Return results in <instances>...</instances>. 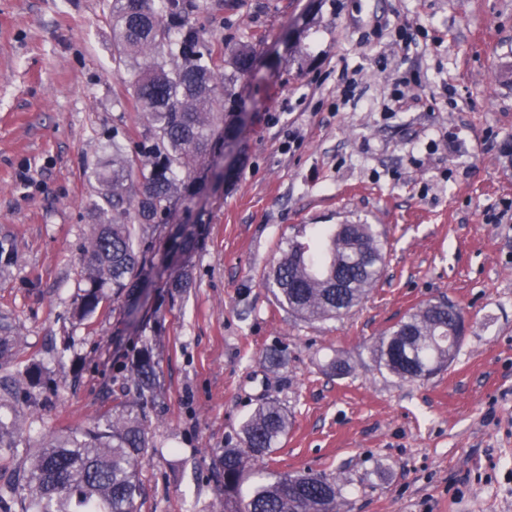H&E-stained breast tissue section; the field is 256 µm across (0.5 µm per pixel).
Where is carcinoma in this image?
Wrapping results in <instances>:
<instances>
[{"label":"carcinoma","mask_w":512,"mask_h":512,"mask_svg":"<svg viewBox=\"0 0 512 512\" xmlns=\"http://www.w3.org/2000/svg\"><path fill=\"white\" fill-rule=\"evenodd\" d=\"M191 0H113L116 39L112 62L146 113L141 139L130 146L112 134V161L97 172L98 223L83 251L86 289L74 309L94 313L106 291L131 299L154 282L153 232L172 223L189 196L185 180L210 159L213 146L236 137L234 120L217 124L233 101L229 80H219L224 61L192 21ZM254 51L233 61L250 72ZM202 221L175 225L170 252L182 263L196 250ZM385 265L379 235L369 224H344L311 250L295 244L282 252L266 277L279 303L307 322L348 314L369 293ZM462 320L445 301L417 308L384 331L371 346L379 368L405 381L424 380L454 356ZM137 392L130 409L88 427L50 437L24 449L15 486L27 491L22 512H134L137 468L148 448L147 410L159 386L152 348L139 350L129 369ZM290 418L275 401L261 403L241 427L240 448L219 454L224 475V512H341L339 479L309 472L256 471L287 433Z\"/></svg>","instance_id":"cac0c4a2"}]
</instances>
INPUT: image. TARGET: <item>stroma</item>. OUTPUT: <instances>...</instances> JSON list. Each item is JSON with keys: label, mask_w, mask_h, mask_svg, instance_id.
I'll return each mask as SVG.
<instances>
[{"label": "stroma", "mask_w": 512, "mask_h": 512, "mask_svg": "<svg viewBox=\"0 0 512 512\" xmlns=\"http://www.w3.org/2000/svg\"><path fill=\"white\" fill-rule=\"evenodd\" d=\"M226 61L253 48L235 91L242 139L206 184L188 285L126 329L127 306L76 322L112 131L146 123L115 73L112 0H0V487L19 451L129 408L143 344L159 388L136 512H224L217 456L268 398L291 425L268 467L340 477L343 512H512V0H196ZM361 93L338 104L344 70ZM417 76L392 110L399 74ZM358 222L385 268L349 315L295 319L263 282L289 243ZM446 301L465 329L446 369L403 382L368 347ZM278 349L281 366L265 362ZM347 360L345 375L331 369ZM31 399L16 377L31 363Z\"/></svg>", "instance_id": "1"}]
</instances>
